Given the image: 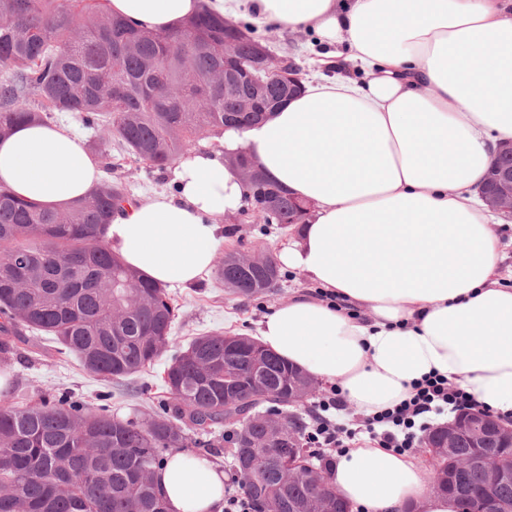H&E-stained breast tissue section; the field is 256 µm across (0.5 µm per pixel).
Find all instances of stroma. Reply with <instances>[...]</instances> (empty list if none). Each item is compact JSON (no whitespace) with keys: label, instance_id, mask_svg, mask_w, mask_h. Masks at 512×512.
Instances as JSON below:
<instances>
[{"label":"stroma","instance_id":"35a3bbf8","mask_svg":"<svg viewBox=\"0 0 512 512\" xmlns=\"http://www.w3.org/2000/svg\"><path fill=\"white\" fill-rule=\"evenodd\" d=\"M106 182L122 183L132 198L143 199L155 192H173L171 171L148 172L143 164L121 161ZM292 232L277 225H265L250 220H235L225 224L224 239L218 252L230 249L243 254L264 250L274 253ZM304 275L295 269H283L279 288L259 298L228 295L215 275H207L187 288L170 289L169 295L177 306L176 320L170 336L171 349L185 347L205 332L255 335L259 321L278 301L295 292L309 289ZM21 355L13 359L6 389L13 404L22 405L41 394L67 390L81 396L89 405H97L100 393H111L112 413L121 418L136 414L147 415L154 410L163 389V364H155L132 377L118 381H102L86 375L75 362L59 357L50 341L33 340L20 348Z\"/></svg>","mask_w":512,"mask_h":512}]
</instances>
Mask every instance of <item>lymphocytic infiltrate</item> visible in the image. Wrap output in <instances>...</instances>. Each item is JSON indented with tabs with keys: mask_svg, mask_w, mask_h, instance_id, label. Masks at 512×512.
Listing matches in <instances>:
<instances>
[{
	"mask_svg": "<svg viewBox=\"0 0 512 512\" xmlns=\"http://www.w3.org/2000/svg\"><path fill=\"white\" fill-rule=\"evenodd\" d=\"M414 390L409 401L364 419L362 429L356 430L337 422L336 413L342 408L341 389L331 387L314 405L306 440L314 445L319 456L331 457L343 453L348 442L362 431L378 441L380 447L405 453L417 448L421 433L427 431L437 417L474 406L468 393L442 378H426L418 382Z\"/></svg>",
	"mask_w": 512,
	"mask_h": 512,
	"instance_id": "obj_1",
	"label": "lymphocytic infiltrate"
}]
</instances>
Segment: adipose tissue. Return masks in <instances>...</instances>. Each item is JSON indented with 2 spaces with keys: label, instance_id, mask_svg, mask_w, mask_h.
Instances as JSON below:
<instances>
[{
  "label": "adipose tissue",
  "instance_id": "obj_1",
  "mask_svg": "<svg viewBox=\"0 0 512 512\" xmlns=\"http://www.w3.org/2000/svg\"><path fill=\"white\" fill-rule=\"evenodd\" d=\"M207 3L216 14L316 35L355 75L313 76L267 119L227 129L216 150L173 168L180 190L115 211L109 248L150 281L195 284L213 267L222 219L246 189L225 154L247 149L266 177L309 202L299 235L275 254L319 296L294 293L257 328L260 342L309 375L340 383L372 416L429 375L478 409L512 419V287L479 187L512 139V0H105L138 28L167 32ZM102 161L63 124L18 126L0 140V185L64 208L99 185ZM331 484L363 512H459L433 494L417 460L349 448ZM156 482L170 512H221L224 474L181 451Z\"/></svg>",
  "mask_w": 512,
  "mask_h": 512
}]
</instances>
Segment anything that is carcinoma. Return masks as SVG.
<instances>
[{"label":"carcinoma","mask_w":512,"mask_h":512,"mask_svg":"<svg viewBox=\"0 0 512 512\" xmlns=\"http://www.w3.org/2000/svg\"><path fill=\"white\" fill-rule=\"evenodd\" d=\"M234 60L248 65L257 30H224V18L202 6L181 27L143 31L103 9V0H0V136L27 122L71 114L92 132L90 146L112 171V152L164 171L202 138L227 125L224 39ZM106 129L111 140L95 133ZM252 210L280 193L264 223L288 225V195L273 184L246 183ZM130 201L119 183H103L65 210L42 207L0 186V370L18 352L21 328L48 336L57 352L105 381L131 377L167 352L176 307L165 288L125 266L106 233L116 209ZM216 279L241 297L268 294L277 265L243 266L229 251ZM243 381L262 370L264 387L224 397V370ZM313 378L244 335L206 333L170 356L165 398L147 418L112 416L105 396L91 408L68 391L13 406L0 394V512H168L155 472L168 450L209 448L216 427L234 428L227 450L254 509L302 512L312 486L284 481L277 465L252 461L250 448L303 439L295 414L279 427L259 413L266 397L288 408L309 400ZM443 493L470 512L483 471L463 487L441 478Z\"/></svg>","instance_id":"1"}]
</instances>
